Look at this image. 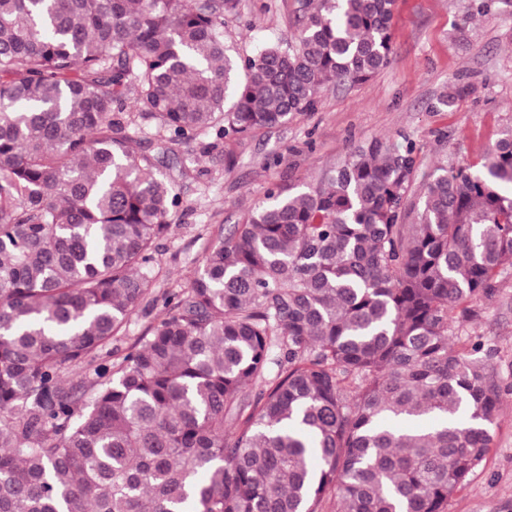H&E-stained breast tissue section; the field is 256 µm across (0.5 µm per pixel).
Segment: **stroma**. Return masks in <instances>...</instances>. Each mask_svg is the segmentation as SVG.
<instances>
[{"mask_svg":"<svg viewBox=\"0 0 512 512\" xmlns=\"http://www.w3.org/2000/svg\"><path fill=\"white\" fill-rule=\"evenodd\" d=\"M294 0H242L225 18L224 40L240 55L291 34ZM470 0H395L394 54L390 65L359 86L329 85L313 111L287 125L244 140H228L219 153L203 154L202 141L164 154L154 123L130 128L153 172L170 182L180 199L168 234L155 243L152 290L112 341L122 353L135 345L164 309L160 296L187 287L203 267L207 247L227 235L242 212L273 183H313L354 146L380 136L408 138L418 148V173L438 162H479L504 129L512 127V7L496 4L470 24L466 41L455 25ZM471 92L452 109L435 103L449 84ZM233 156L234 165L224 162ZM459 333L479 338L493 355L501 387L492 447L468 481L448 500V512H512V274L492 297H477Z\"/></svg>","mask_w":512,"mask_h":512,"instance_id":"obj_1","label":"stroma"}]
</instances>
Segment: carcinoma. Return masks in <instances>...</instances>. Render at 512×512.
Masks as SVG:
<instances>
[{
  "label": "carcinoma",
  "mask_w": 512,
  "mask_h": 512,
  "mask_svg": "<svg viewBox=\"0 0 512 512\" xmlns=\"http://www.w3.org/2000/svg\"><path fill=\"white\" fill-rule=\"evenodd\" d=\"M240 5L0 0V512H447L491 448V356L454 337L512 270V128L438 166L415 224L407 138L268 188L112 352L178 204L129 126L214 149L391 61L394 0H295L247 57Z\"/></svg>",
  "instance_id": "obj_1"
}]
</instances>
